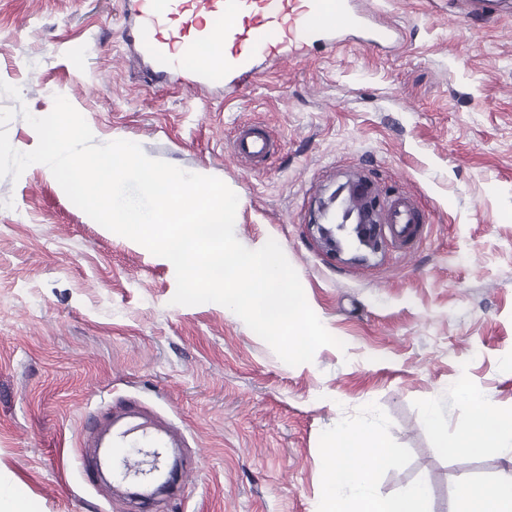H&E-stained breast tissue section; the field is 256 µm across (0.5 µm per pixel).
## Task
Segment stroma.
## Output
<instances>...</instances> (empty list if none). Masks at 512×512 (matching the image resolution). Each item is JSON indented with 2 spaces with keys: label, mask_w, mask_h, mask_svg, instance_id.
Masks as SVG:
<instances>
[{
  "label": "stroma",
  "mask_w": 512,
  "mask_h": 512,
  "mask_svg": "<svg viewBox=\"0 0 512 512\" xmlns=\"http://www.w3.org/2000/svg\"><path fill=\"white\" fill-rule=\"evenodd\" d=\"M462 16L454 0H362L391 45L351 43L305 60L258 61L260 80L204 103L144 81L121 40V0H0V80L52 111L61 95L95 144L144 153L224 181L234 233L275 240L306 300L345 344L290 366L222 305L172 304V263L92 220L51 170L0 178V486L24 483L33 512H140L88 482L81 447L96 416L135 398L186 438L192 472L152 512H316L329 435L377 424L394 450L377 476L392 496L459 477L474 487L512 470L496 451L460 456L443 431L469 419L478 388L512 410V0ZM265 123L264 165L232 157L238 127ZM420 205L424 234L371 253L320 248L319 209L350 179Z\"/></svg>",
  "instance_id": "obj_1"
}]
</instances>
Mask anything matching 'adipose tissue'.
I'll return each mask as SVG.
<instances>
[{
	"label": "adipose tissue",
	"mask_w": 512,
	"mask_h": 512,
	"mask_svg": "<svg viewBox=\"0 0 512 512\" xmlns=\"http://www.w3.org/2000/svg\"><path fill=\"white\" fill-rule=\"evenodd\" d=\"M460 397L470 409V419L449 441V448L468 455L490 450L511 455L512 414L488 412L482 394L473 389H461ZM385 457L376 426L337 429L322 460L320 512H430V490L426 483H414L389 497L377 494L374 473ZM455 512H512V472L501 474L478 491L468 479H460Z\"/></svg>",
	"instance_id": "1"
}]
</instances>
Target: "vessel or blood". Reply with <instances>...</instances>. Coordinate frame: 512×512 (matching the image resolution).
Returning <instances> with one entry per match:
<instances>
[{
	"label": "vessel or blood",
	"mask_w": 512,
	"mask_h": 512,
	"mask_svg": "<svg viewBox=\"0 0 512 512\" xmlns=\"http://www.w3.org/2000/svg\"><path fill=\"white\" fill-rule=\"evenodd\" d=\"M122 4V38L151 82L166 81L172 71L193 59L200 45L220 44L217 64L192 73L190 85L201 92L220 82L244 89L258 76V58L276 59L311 44L333 48L344 42V34L336 28L306 25L310 16L336 15L347 32L367 44L394 38L391 30L372 27L355 10L354 0H122ZM235 149L261 160L269 154L271 141L263 129L244 125ZM417 213L409 197L397 198L389 218L397 240L420 234L414 221ZM85 444L111 449L113 479L148 481L161 473L167 449L184 447L185 439L147 408L126 404L102 414Z\"/></svg>",
	"instance_id": "vessel-or-blood-1"
}]
</instances>
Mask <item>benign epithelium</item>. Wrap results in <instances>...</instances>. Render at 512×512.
<instances>
[{
	"label": "benign epithelium",
	"instance_id": "7a95c632",
	"mask_svg": "<svg viewBox=\"0 0 512 512\" xmlns=\"http://www.w3.org/2000/svg\"><path fill=\"white\" fill-rule=\"evenodd\" d=\"M384 202L375 187L363 178H356L340 187L323 204L324 222L316 225L322 247L333 254L344 244L376 252L385 243L383 226Z\"/></svg>",
	"mask_w": 512,
	"mask_h": 512
}]
</instances>
